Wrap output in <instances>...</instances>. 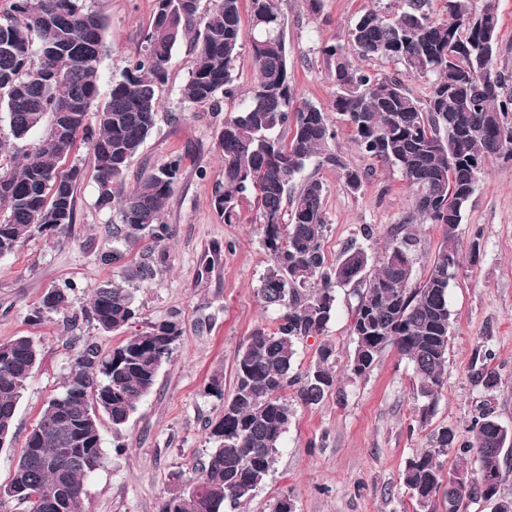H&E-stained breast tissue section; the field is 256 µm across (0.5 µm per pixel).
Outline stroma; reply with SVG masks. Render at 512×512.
<instances>
[{
    "mask_svg": "<svg viewBox=\"0 0 512 512\" xmlns=\"http://www.w3.org/2000/svg\"><path fill=\"white\" fill-rule=\"evenodd\" d=\"M83 5L107 23L99 64L97 100L102 103L148 29L154 0H84ZM372 7L394 13L400 2L321 0L315 14L308 0H282L298 96L330 109L334 86L320 47L330 40L346 41L350 25ZM194 58L192 38L181 39L173 51L170 79L159 91L155 131L127 174L132 184L143 171L175 157L182 160L181 179L163 214L174 229L161 244L167 263L137 288L139 315L132 326L106 336L83 313L91 289L117 275L116 268L96 258L104 226L114 215L96 205L94 161L86 146L71 158L83 170L71 232L34 234L16 253L0 258V342L32 336L42 357L19 403L18 438H25L43 405L59 392L71 366L72 337L108 351L151 322L174 316L182 323L176 351L121 433L102 421L107 460L85 486L87 512H157L175 474L205 459L211 448L204 425L221 415L224 402L204 394L205 384L217 376L231 387L235 352L256 326L274 325V312L264 309L256 294L270 257L250 222L253 210L243 206L242 223L228 224L214 208L215 194L224 186L216 137L225 113L183 100L180 88ZM331 120L337 130L334 149L367 178L360 190L352 191L335 169L313 162L307 166V173L325 187V251L333 260L353 243L381 257L387 228L411 209L412 197L397 168L360 154L339 115ZM364 224L375 228L373 237L361 235ZM474 243L479 246L475 253L470 250ZM456 245L461 264L448 288V369L429 423L422 426L416 420L411 364L386 349L365 376L338 374L335 389L320 404L294 402V417L271 472L236 512H271L285 495L295 512H409L402 472L409 459L434 447L437 430L447 427L467 438L471 419L486 399L497 420L512 430V161L489 164L465 209ZM66 280L76 285L68 312L48 313L32 323L47 289ZM355 304L351 289H337L336 314L324 337L308 338L296 347L298 372L313 366L322 341L334 343L339 358L352 354ZM481 350L491 352V366L499 376L490 393L469 377L471 361ZM117 442L125 444L123 454H116Z\"/></svg>",
    "mask_w": 512,
    "mask_h": 512,
    "instance_id": "stroma-1",
    "label": "stroma"
}]
</instances>
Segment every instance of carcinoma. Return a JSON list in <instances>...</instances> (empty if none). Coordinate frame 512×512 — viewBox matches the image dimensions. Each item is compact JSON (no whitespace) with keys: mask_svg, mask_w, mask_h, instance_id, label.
Segmentation results:
<instances>
[{"mask_svg":"<svg viewBox=\"0 0 512 512\" xmlns=\"http://www.w3.org/2000/svg\"><path fill=\"white\" fill-rule=\"evenodd\" d=\"M387 18L374 8L349 27L348 42L363 59L401 65L430 81L425 98L411 93L399 72H376L356 63L339 42L320 52L332 75V109L342 116L359 152L399 169L413 197L412 210L389 230L380 262L350 245L335 261L324 242L328 229L325 187L313 175L298 176L307 162L336 169L344 185L359 190L361 171L347 165L330 147L336 128L324 109L297 96L292 85L285 21L280 0H249L248 28L241 25V0H155L151 25L121 77L112 81L109 99L96 111L99 62L106 22L86 11L79 0H13L0 14V104L8 122L0 127V255L13 254L34 232L65 235L76 223L77 165L63 168L77 138L94 159L97 203L117 206L120 223L105 229L98 260L120 268L121 281H105L91 294L85 312L104 334L127 328L137 308L130 283L151 281L166 261L157 253L172 236L162 216L180 179L181 163L172 159L140 174L127 188L129 164L151 137L157 123L159 90L169 81V63L177 42L192 36L193 68L182 85V98L217 109L236 103L218 132L224 159V190L214 207L224 223L241 219L243 199H254L252 223L271 264L260 280L258 296L278 313L273 329L257 326L234 356L233 390L224 397L219 379L204 393L224 400L221 416L207 425L214 448L207 459L176 475L177 483L197 481L203 495L168 497L158 512H224L249 499L270 473L292 407L288 393L315 405L336 385V349L323 343L315 365L294 370L295 346L321 336L336 310V289L350 287L357 298L352 323L355 344L348 373L366 375L387 347L413 366L415 393L424 401L419 421L435 413L448 368L451 312L448 287L459 265L455 247L462 213L488 163L512 160V96H502L506 79L496 69L499 16L496 0H444L438 19L431 0H403ZM251 48L255 79L241 90L235 68L243 43ZM483 58L475 71L474 55ZM31 133L35 143L21 150L15 141ZM438 224L443 246L422 281H413V256L419 245L416 225ZM138 261L125 264L127 251ZM76 285L66 281L42 296L33 315L69 309ZM183 336L175 317L151 323L107 353L88 343L76 349L61 390L50 398L26 435L9 488L10 500L23 512H48L36 495L59 494L56 512H85L84 483L104 463L101 418L115 434L153 390L159 370ZM41 361L32 336L0 342V433L16 441L17 407ZM491 355L475 354L470 366L474 385L490 392L498 375ZM472 439L460 440L443 428L436 443L473 455L476 468L443 475L439 452L427 450L410 459L403 485L419 512H462L475 498L496 502V512H512V500L500 497L504 479L503 448L509 432L488 407L472 420ZM496 482H484L486 472Z\"/></svg>","mask_w":512,"mask_h":512,"instance_id":"obj_1","label":"carcinoma"}]
</instances>
